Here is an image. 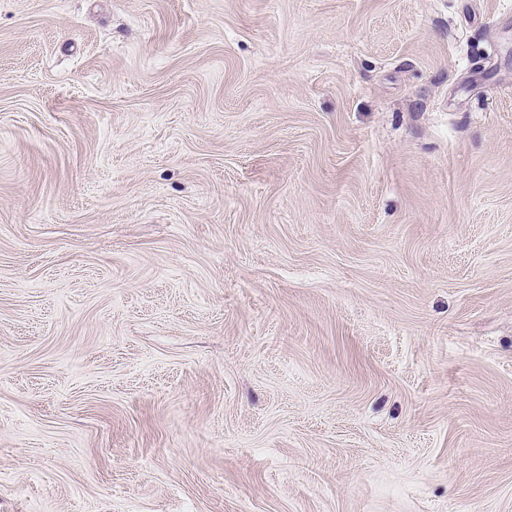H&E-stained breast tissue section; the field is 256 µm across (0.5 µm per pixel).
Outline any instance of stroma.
<instances>
[{"mask_svg": "<svg viewBox=\"0 0 512 512\" xmlns=\"http://www.w3.org/2000/svg\"><path fill=\"white\" fill-rule=\"evenodd\" d=\"M0 512H512V0H0Z\"/></svg>", "mask_w": 512, "mask_h": 512, "instance_id": "35a3bbf8", "label": "stroma"}]
</instances>
